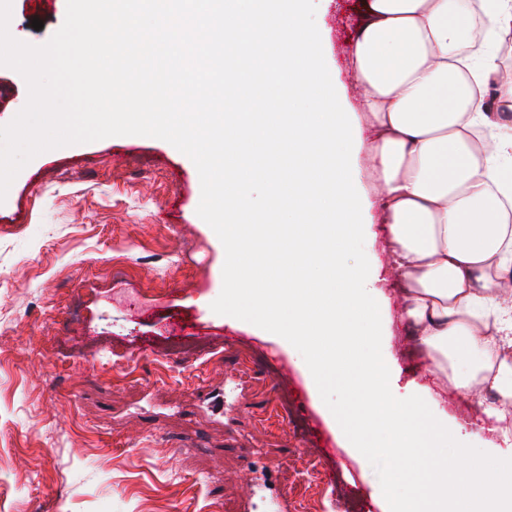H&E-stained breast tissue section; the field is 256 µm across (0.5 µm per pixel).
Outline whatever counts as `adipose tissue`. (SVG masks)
I'll return each mask as SVG.
<instances>
[{
  "label": "adipose tissue",
  "mask_w": 512,
  "mask_h": 512,
  "mask_svg": "<svg viewBox=\"0 0 512 512\" xmlns=\"http://www.w3.org/2000/svg\"><path fill=\"white\" fill-rule=\"evenodd\" d=\"M464 0H363L354 43L369 215L398 275L402 319L431 396L493 392L491 434L512 437V76L466 51ZM498 84L488 114L482 88Z\"/></svg>",
  "instance_id": "obj_1"
}]
</instances>
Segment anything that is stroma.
<instances>
[{
	"mask_svg": "<svg viewBox=\"0 0 512 512\" xmlns=\"http://www.w3.org/2000/svg\"><path fill=\"white\" fill-rule=\"evenodd\" d=\"M359 0L318 5L348 100ZM66 0H12L9 29L41 45ZM43 22L34 29L33 19ZM27 86L0 67V125ZM194 163L170 143L114 136L43 152L0 203V512H381L378 476L325 424L297 366L264 330L212 302L224 247L197 214ZM391 385L424 380L401 324ZM293 376L275 379L281 365ZM322 481L308 483L309 468Z\"/></svg>",
	"mask_w": 512,
	"mask_h": 512,
	"instance_id": "1",
	"label": "stroma"
}]
</instances>
